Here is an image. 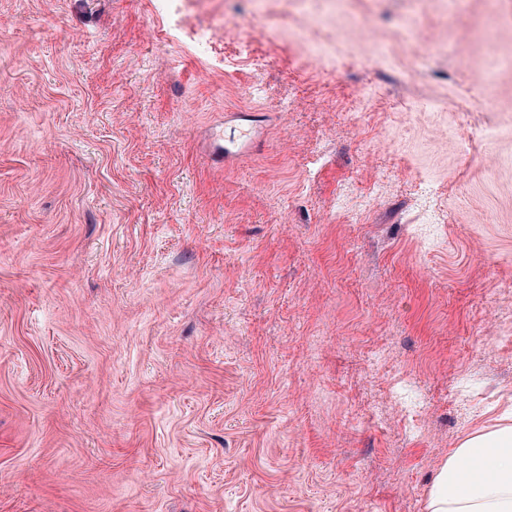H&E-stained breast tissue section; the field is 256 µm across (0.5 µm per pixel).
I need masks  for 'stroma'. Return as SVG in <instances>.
<instances>
[{
	"label": "stroma",
	"instance_id": "stroma-1",
	"mask_svg": "<svg viewBox=\"0 0 512 512\" xmlns=\"http://www.w3.org/2000/svg\"><path fill=\"white\" fill-rule=\"evenodd\" d=\"M209 9L0 0V512H426L512 425V0ZM205 0H157L162 12L168 14L173 11L178 18L181 28L189 29L191 33L192 46L200 54H208L212 51L215 43V26L212 18L196 17L189 14L182 2L201 3ZM277 119L276 116L258 109H238L224 113V132L229 135L208 139L209 154L220 163L224 170L234 168L238 161L246 156L260 152L266 144L268 127Z\"/></svg>",
	"mask_w": 512,
	"mask_h": 512
}]
</instances>
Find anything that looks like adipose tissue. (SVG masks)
I'll use <instances>...</instances> for the list:
<instances>
[{
    "instance_id": "obj_1",
    "label": "adipose tissue",
    "mask_w": 512,
    "mask_h": 512,
    "mask_svg": "<svg viewBox=\"0 0 512 512\" xmlns=\"http://www.w3.org/2000/svg\"><path fill=\"white\" fill-rule=\"evenodd\" d=\"M427 512H512V426L479 430L452 449L428 492Z\"/></svg>"
}]
</instances>
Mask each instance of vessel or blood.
<instances>
[{
	"label": "vessel or blood",
	"instance_id": "vessel-or-blood-1",
	"mask_svg": "<svg viewBox=\"0 0 512 512\" xmlns=\"http://www.w3.org/2000/svg\"><path fill=\"white\" fill-rule=\"evenodd\" d=\"M274 120V115L257 109L227 112L224 115V140H208L207 150L217 162L223 163L225 169H232L241 158L263 149L267 130Z\"/></svg>",
	"mask_w": 512,
	"mask_h": 512
}]
</instances>
